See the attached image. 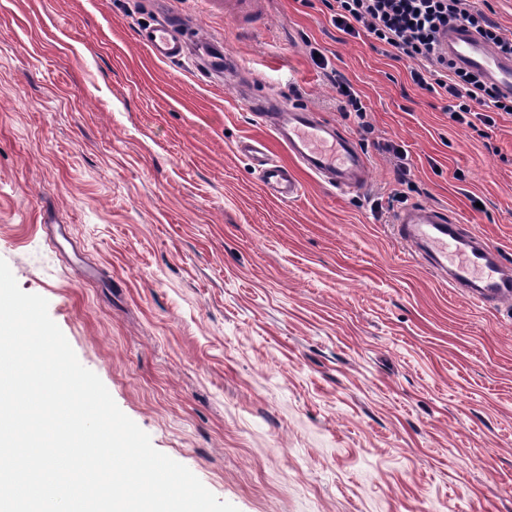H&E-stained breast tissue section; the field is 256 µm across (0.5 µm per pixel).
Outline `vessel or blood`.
Instances as JSON below:
<instances>
[{
  "label": "vessel or blood",
  "mask_w": 512,
  "mask_h": 512,
  "mask_svg": "<svg viewBox=\"0 0 512 512\" xmlns=\"http://www.w3.org/2000/svg\"><path fill=\"white\" fill-rule=\"evenodd\" d=\"M224 13L235 19L250 18L253 26L260 27L265 0H224ZM140 40L162 60L181 58L193 49L209 60L211 70L237 66L234 57L215 56L213 43L190 36L168 20L144 28ZM441 46L456 67L478 72L502 93L512 95V56L491 49L473 29L450 26L441 35ZM245 103L286 145L296 164L323 185L340 193L367 187L369 164L356 139L324 122L316 110L286 106L271 95H249ZM238 152L252 162L266 190L284 201L298 197L300 181L286 164L269 157L263 141L244 139ZM391 222L395 236L421 255L450 288L483 304L512 302V264L496 247L464 231L457 218L439 208L411 204L394 212Z\"/></svg>",
  "instance_id": "b4317fda"
}]
</instances>
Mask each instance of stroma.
Returning <instances> with one entry per match:
<instances>
[{
    "instance_id": "stroma-1",
    "label": "stroma",
    "mask_w": 512,
    "mask_h": 512,
    "mask_svg": "<svg viewBox=\"0 0 512 512\" xmlns=\"http://www.w3.org/2000/svg\"><path fill=\"white\" fill-rule=\"evenodd\" d=\"M266 9L253 28L221 0H0V258L154 448L238 512H512V304L454 292L389 222L438 207L512 263V117L450 122L412 61L322 0ZM167 16L239 72L153 57L139 33ZM246 92L353 135L367 188L302 171L297 198L267 193L239 141L290 156ZM336 83V91L342 98L341 112L344 117L350 118L351 116L357 121V124L362 128H367L368 124L365 121L366 109L362 104L361 98L343 78L334 79Z\"/></svg>"
}]
</instances>
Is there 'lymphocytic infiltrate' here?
<instances>
[{"label":"lymphocytic infiltrate","mask_w":512,"mask_h":512,"mask_svg":"<svg viewBox=\"0 0 512 512\" xmlns=\"http://www.w3.org/2000/svg\"><path fill=\"white\" fill-rule=\"evenodd\" d=\"M331 21L350 35L366 33L412 60V81L448 100V118L466 124L475 106L490 108L482 122L494 126L495 115L512 116V95L503 94L478 74L454 68L442 57L440 35L463 23L477 31L496 52L512 55V37L474 9L470 0H323Z\"/></svg>","instance_id":"lymphocytic-infiltrate-1"}]
</instances>
